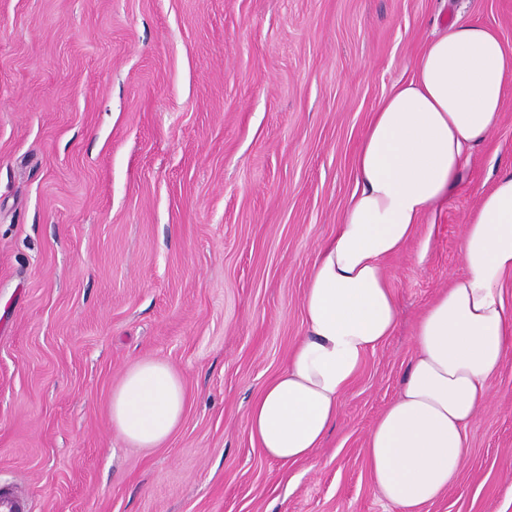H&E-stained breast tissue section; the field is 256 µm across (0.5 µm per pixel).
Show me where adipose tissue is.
Segmentation results:
<instances>
[{"label": "adipose tissue", "instance_id": "ef3b65f1", "mask_svg": "<svg viewBox=\"0 0 512 512\" xmlns=\"http://www.w3.org/2000/svg\"><path fill=\"white\" fill-rule=\"evenodd\" d=\"M415 77L377 105L354 158L356 188L320 245L303 297V336L250 406L253 441L280 464L310 458L335 424L365 355L392 335L398 308L384 263L457 186L470 147L488 138L512 85V49L490 27L460 21L432 37ZM463 275L429 302L413 335L401 390L368 434L374 485L399 512H421L458 480L467 431L512 352V171L466 219ZM186 395L165 362L143 360L113 389V427L156 448L180 425Z\"/></svg>", "mask_w": 512, "mask_h": 512}]
</instances>
